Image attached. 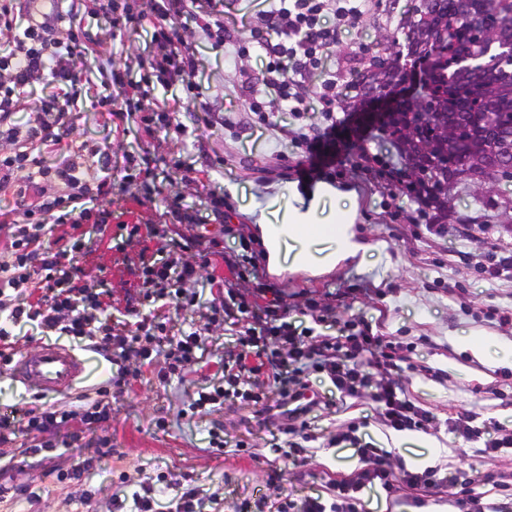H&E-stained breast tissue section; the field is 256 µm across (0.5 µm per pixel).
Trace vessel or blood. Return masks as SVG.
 <instances>
[{
    "label": "vessel or blood",
    "instance_id": "vessel-or-blood-1",
    "mask_svg": "<svg viewBox=\"0 0 512 512\" xmlns=\"http://www.w3.org/2000/svg\"><path fill=\"white\" fill-rule=\"evenodd\" d=\"M84 371L85 363L74 351L53 344L23 353L11 368L17 381L50 393L68 389Z\"/></svg>",
    "mask_w": 512,
    "mask_h": 512
}]
</instances>
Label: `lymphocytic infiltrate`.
Wrapping results in <instances>:
<instances>
[{
    "label": "lymphocytic infiltrate",
    "mask_w": 512,
    "mask_h": 512,
    "mask_svg": "<svg viewBox=\"0 0 512 512\" xmlns=\"http://www.w3.org/2000/svg\"><path fill=\"white\" fill-rule=\"evenodd\" d=\"M222 0H144L137 11H119L116 0H97L88 17L93 24L120 30L134 25L147 29L155 51L148 66L162 88L181 81L195 90L198 60L196 51L177 33L179 22L196 24L214 46L224 43V23L218 20ZM367 0H287L271 10L266 27L270 34L258 44L268 63L264 86L251 89V111H261L264 95L275 96L286 112L297 120L294 139L316 151L324 137L335 134L340 125L333 103L336 74L324 70L326 51L335 45L340 27L350 26L364 13ZM74 9L53 6L43 11L36 0H0V138L14 148L0 154V192L13 196L16 218L0 237V297L8 292L28 293L29 299L15 304L0 316V341L24 326L40 331H57L75 338L94 339L95 350L116 363L118 370L107 382L110 390L128 386L123 361L152 364L156 353H165L178 377L195 372L204 360V334L190 328L179 338L166 334L169 309L183 305L188 296L183 288L195 275L176 251L165 256H145L137 269L144 299L155 303V327L136 322L134 330L122 332L112 326V292L92 290L81 275L79 263L86 254L83 239L76 238L62 248L53 247L49 235L55 224H97L106 228L112 214L93 207L94 196L112 191V155L101 147L88 149L82 160L71 156L79 83L76 65L89 46L73 38L63 41V28H75ZM322 72V93L311 99L307 85L315 72ZM116 91L124 111L144 113L145 131L154 126L148 113L155 97L128 70L113 67L108 82ZM37 90L35 110L21 115L20 102ZM319 109L321 129L304 125L307 112ZM200 218L181 196L170 198L157 222L132 225L128 236L140 232L164 238L175 225L196 224ZM229 274L211 279L219 308L230 322L234 341L218 363V382L203 386L188 405L191 415L204 414L228 400L256 406L264 419H279V430L295 452H302L306 439L305 416L320 403L319 396L297 390V378L313 372L325 374L343 396H369L381 422L396 431L424 428L432 416L398 393L395 383L374 381L373 370L389 369L400 361L399 349L388 337L373 334L370 325L341 336L313 335L311 327L300 328L288 319V306L279 289L257 284L252 296L241 290L242 281L256 276L260 266L255 256L224 255ZM276 389L287 409L275 415L266 392ZM110 406L98 401L77 410L49 405L30 416L28 426L43 434L31 454L52 449L46 433L60 424L77 421L81 427L71 436L73 443L87 442L98 455L112 452V440L95 435V424L109 417ZM362 465L331 484L332 501L307 497L295 501L283 495L275 512H363L356 493L365 485L379 483L388 493L403 489L419 492L416 506H423V492L438 486L437 470L393 471L383 449L363 443L359 446ZM169 491L167 500L155 498L156 489ZM133 512H203L206 501L196 488L185 485L173 472H158L152 483L133 493Z\"/></svg>",
    "instance_id": "f902f5d3"
}]
</instances>
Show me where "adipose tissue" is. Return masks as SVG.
<instances>
[{
  "label": "adipose tissue",
  "instance_id": "1",
  "mask_svg": "<svg viewBox=\"0 0 512 512\" xmlns=\"http://www.w3.org/2000/svg\"><path fill=\"white\" fill-rule=\"evenodd\" d=\"M248 216L270 275L318 277L344 265H364L384 243L361 237L356 190L327 182L275 192L252 201Z\"/></svg>",
  "mask_w": 512,
  "mask_h": 512
}]
</instances>
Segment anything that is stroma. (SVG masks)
<instances>
[{
  "mask_svg": "<svg viewBox=\"0 0 512 512\" xmlns=\"http://www.w3.org/2000/svg\"><path fill=\"white\" fill-rule=\"evenodd\" d=\"M408 5L409 0H371L359 21L341 31L327 58L336 72L337 95L347 94L359 60L387 30L388 13H401ZM273 7L272 0H224V25L247 47L235 56L214 48L194 27L186 28L185 39L199 52L195 82L200 95L178 114L186 127L182 134L146 135L138 116L120 120L99 103L101 83L112 65H129L132 77L140 78L148 72L146 61L153 46L140 27L120 32L109 27L92 29L94 43L84 60L73 140L78 145L109 147L113 178H122L125 158L131 153L154 159L155 169L149 186L133 183L98 198V207L112 213V227L102 232L84 224L77 230L89 248L81 260L85 278L94 288L111 290L113 325L127 324L124 309L129 305L137 307L147 320L151 307L135 288L131 271L142 252L167 249L169 241L122 238L117 234L118 225L155 220L167 199L177 194L203 217L209 213L211 197L223 196L227 222L236 226L249 224L245 207L251 198L262 197L275 186H311L326 181L357 189L358 229L367 239L385 242L386 257L371 258L361 267L343 266L321 277H274L270 283L285 289L289 305L296 309L309 299L335 295L338 326L357 319L378 322L383 335L407 347L409 362L390 370L388 378L432 414L423 433L432 438L433 445L422 447L416 440L418 434L407 431L403 442L388 448L387 453L392 468L409 471L423 470L424 459L433 458L443 483L431 491L426 512H458L454 501L466 479L473 480L485 503L499 502V492L483 478L512 470V451L485 452L483 439L471 440L451 431L448 417L455 413L470 416L475 426L493 435L501 430L512 432V278L490 280L480 269L489 254L512 247V209L502 207L504 201H512V182L494 185L491 197L495 205L491 208L477 202L472 189H460L448 210L447 235L435 237L426 230L432 212L417 199L391 198L357 176L360 154L392 149L377 128L337 140L335 162L318 165L306 147L283 134L290 117L273 97L264 99L265 121H258L248 110V87L260 84L267 64L254 32L263 29L264 16ZM204 105L213 110L216 123L202 121L199 109ZM219 159L224 162L223 169L212 173L205 183L195 181L196 170L206 161ZM462 217L474 223L472 234L458 229ZM180 256L196 269L195 278L187 285L196 300L173 312L167 332L175 335L192 326L205 329V356L210 367L165 383L158 379L167 368L164 356L141 368L126 392L109 396L111 415L97 427L98 435L111 438V455L80 479L61 483L54 476L55 471L69 470L94 454L90 448L68 446L76 423L56 430L57 446L50 459L41 462L26 454L29 436L20 433L12 447H0V484H28L36 499L0 498V512H117L114 495L139 489L147 477L166 467L216 494L224 512H237L246 500L275 499L283 488L300 501L326 495L333 479L360 467L353 445L333 444L337 433L353 425L357 437L371 443L378 435L388 434L369 397L341 398L318 373L303 376L302 381L326 402L307 414L311 434L307 450L289 462L281 460L286 448L284 435L274 422L256 419L253 406L228 401L210 415L186 417L191 395L212 378V364L223 357L230 341L226 325L210 320L209 290L210 278L227 276L228 270L222 258L206 257L193 249L181 251ZM469 338L486 343L484 359L462 350V341ZM10 343L20 354L49 343L62 345L85 359L87 367L84 377L62 394H46L16 382L9 368L0 367V405L16 407L21 413L47 404L68 407L94 402L99 388L116 371L115 365L94 352L87 339L36 334L11 337ZM161 417L168 422L163 429L156 425ZM212 429L223 430L228 441H247L251 454L209 448ZM278 466L283 469V480L276 484L269 477Z\"/></svg>",
  "mask_w": 512,
  "mask_h": 512,
  "instance_id": "obj_1",
  "label": "stroma"
}]
</instances>
